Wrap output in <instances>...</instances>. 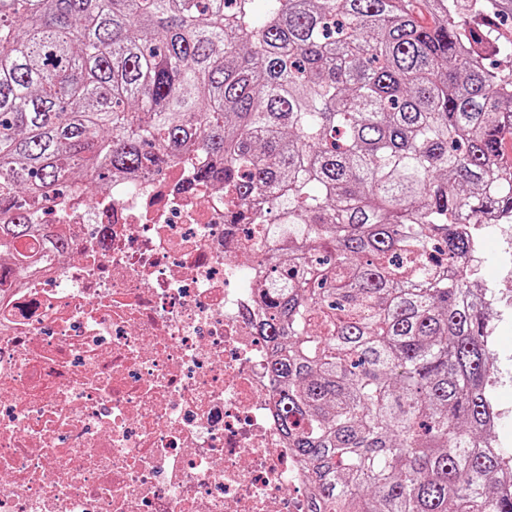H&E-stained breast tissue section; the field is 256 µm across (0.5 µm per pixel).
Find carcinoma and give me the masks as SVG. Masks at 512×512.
Wrapping results in <instances>:
<instances>
[{
    "mask_svg": "<svg viewBox=\"0 0 512 512\" xmlns=\"http://www.w3.org/2000/svg\"><path fill=\"white\" fill-rule=\"evenodd\" d=\"M262 11L256 12V3ZM512 0H0V248L195 155L268 224L260 335L312 512H512L460 224L512 213ZM467 256L465 269L449 268Z\"/></svg>",
    "mask_w": 512,
    "mask_h": 512,
    "instance_id": "cac0c4a2",
    "label": "carcinoma"
}]
</instances>
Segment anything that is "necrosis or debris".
<instances>
[{
	"label": "necrosis or debris",
	"instance_id": "4bbe7bcc",
	"mask_svg": "<svg viewBox=\"0 0 512 512\" xmlns=\"http://www.w3.org/2000/svg\"><path fill=\"white\" fill-rule=\"evenodd\" d=\"M190 164L42 204L36 268L0 256V512H311L256 290L260 225Z\"/></svg>",
	"mask_w": 512,
	"mask_h": 512
}]
</instances>
